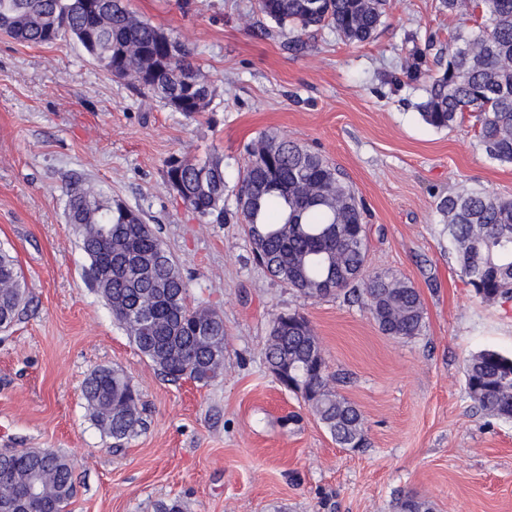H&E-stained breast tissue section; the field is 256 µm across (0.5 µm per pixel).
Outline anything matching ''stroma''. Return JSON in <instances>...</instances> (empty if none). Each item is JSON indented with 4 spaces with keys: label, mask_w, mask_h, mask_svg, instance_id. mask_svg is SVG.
<instances>
[{
    "label": "stroma",
    "mask_w": 512,
    "mask_h": 512,
    "mask_svg": "<svg viewBox=\"0 0 512 512\" xmlns=\"http://www.w3.org/2000/svg\"><path fill=\"white\" fill-rule=\"evenodd\" d=\"M129 4L193 48L216 90L196 119L112 78L74 40L0 36V246L29 298L0 331V450L69 459L67 512H154L174 498L185 512H397L407 494L433 512H512V421L478 410L465 383L471 354L512 353V301H484L460 278L441 209L463 187L512 197V166L488 158L473 114L428 126L426 81L407 77L427 38L447 44L472 19L441 0H389L371 40L325 28L294 52L287 35H261L256 0ZM266 131L344 170L367 208V265L417 289L420 336H386L343 298L300 296L254 262L243 225L201 223L167 186L169 157L219 153L235 212L245 147ZM87 183L139 210L178 262L189 304L223 316L215 380H166L87 287L67 222L68 189ZM288 309L308 318L334 389L361 411L365 447H339L269 371V323ZM101 366L122 368L145 404L144 428L118 449L83 397Z\"/></svg>",
    "instance_id": "obj_1"
}]
</instances>
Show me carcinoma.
<instances>
[{
	"instance_id": "obj_1",
	"label": "carcinoma",
	"mask_w": 512,
	"mask_h": 512,
	"mask_svg": "<svg viewBox=\"0 0 512 512\" xmlns=\"http://www.w3.org/2000/svg\"><path fill=\"white\" fill-rule=\"evenodd\" d=\"M281 31L295 34L288 48H304L300 33L329 27L349 43L370 40L383 23L388 0H256ZM448 13L474 18L475 27L437 51L439 73L429 76L421 104L437 130L475 113L487 156L512 164V0H443ZM0 34L43 45L75 39L118 79L134 80L141 95L192 119L215 96L213 84L178 38L129 9L128 0H0ZM166 183L200 220L222 224L224 157L187 155L166 161ZM235 219L244 225L254 260L300 295H344L364 305L381 332L398 339L421 335L425 314L419 293L398 275L366 265L365 208L344 173L322 154L277 132L248 148L236 189ZM448 242L459 276L482 299L512 300V198L464 189L448 196ZM67 219L86 224L79 239L89 259L87 275L112 260V280L98 289L114 319L138 351L172 381L206 384L224 369V319L206 306L188 305L179 265L142 214L91 185L71 189ZM26 305L17 260L0 248V322L13 323ZM148 316L135 327L129 316ZM270 372L311 411L342 448L365 445L359 410L329 384L321 344L300 312L272 317L265 351ZM470 399L486 415L512 421V354L484 348L465 366ZM84 396L98 429L121 448L144 427L141 398L124 371L100 367L85 380ZM42 481L50 494L31 508L17 490ZM74 493L73 466L62 455L24 450L0 453V512H54ZM400 512H432L425 500L406 496Z\"/></svg>"
}]
</instances>
